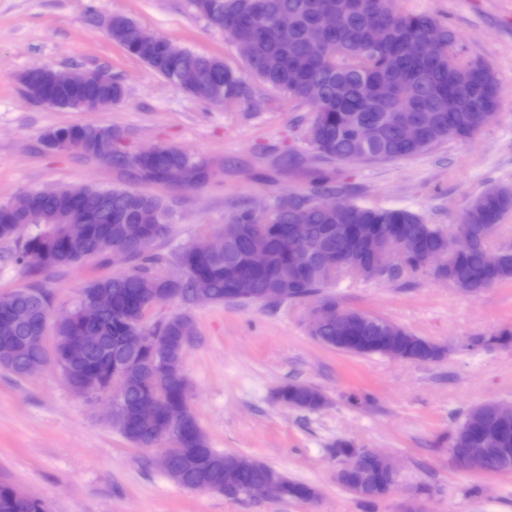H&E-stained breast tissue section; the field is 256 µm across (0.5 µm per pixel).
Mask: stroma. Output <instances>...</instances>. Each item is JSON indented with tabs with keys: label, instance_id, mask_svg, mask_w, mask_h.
Here are the masks:
<instances>
[{
	"label": "stroma",
	"instance_id": "35a3bbf8",
	"mask_svg": "<svg viewBox=\"0 0 512 512\" xmlns=\"http://www.w3.org/2000/svg\"><path fill=\"white\" fill-rule=\"evenodd\" d=\"M500 2L396 0L398 11L432 15L454 32L464 58L493 72L501 99L485 128L410 159L330 164L305 140L311 106L256 79L231 38L188 0H0V202L61 186L132 187L103 163L42 145L53 127L106 124L120 130L123 151L176 147L214 167L198 189L152 187L174 203L169 233L156 245L166 255L222 233L233 207L306 191L318 171L347 185L343 201L405 208L430 224L456 223L484 190L512 191V13ZM96 13L130 17L196 54L222 58L248 97L229 106L196 100L113 43L93 23ZM44 65L106 68L125 98L104 112L36 104L19 77ZM287 156L298 158V166L284 167ZM126 267L123 260L89 261L46 280L54 315L73 309L91 279ZM333 291L346 307L450 344V351L425 364L324 347L308 332L310 299L174 300L153 312L157 319L185 314L193 321L182 369L190 407L212 447L314 485L316 500L228 498L177 485L159 468L158 449L134 447L112 426L107 397L74 394L51 365L24 377L0 369V484L41 498L47 512H364L336 481V443L346 440L385 451L400 465L399 489L375 512H407L410 495L422 488L429 491L427 512H512V473L463 472L448 455V436L469 408L512 402V348L468 346L472 337L512 329V282L470 296L422 270L397 282L344 274ZM289 383L319 388L325 405L311 414L284 407L276 392Z\"/></svg>",
	"mask_w": 512,
	"mask_h": 512
}]
</instances>
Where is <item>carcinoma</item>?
<instances>
[{"label":"carcinoma","mask_w":512,"mask_h":512,"mask_svg":"<svg viewBox=\"0 0 512 512\" xmlns=\"http://www.w3.org/2000/svg\"><path fill=\"white\" fill-rule=\"evenodd\" d=\"M190 6L210 26L251 43L253 54L245 65L261 82L291 100L304 102L311 96L322 100L324 111L312 116L306 138L316 155L328 162H345L363 153L355 134L364 123L377 131L368 160H398L424 154L450 139L473 137L483 128V111L500 105L494 74L481 61L462 58L454 33L429 14L398 12L395 0H190ZM330 10L341 13L343 22L336 30L324 32L319 21ZM284 12L294 18L286 32L277 25ZM110 38L176 87L181 71L197 68L199 85L188 94L200 101L224 105L247 97L240 77L222 58L195 54L162 35L149 38L127 16H113ZM24 85L32 95L42 93L55 108L78 110L87 96H97L111 106L125 98L123 86L108 72L93 86H47L40 73L25 74ZM450 93L459 102L454 112L448 111ZM111 167L126 174L139 168L141 176L136 182L145 185L165 184V174L173 168L199 173L197 188L212 175L210 163L163 146L145 158L120 150L112 155ZM331 192L339 194L341 188L329 174L319 171L306 191L277 196L265 219L248 207L234 208L224 219V251L211 252L207 240L201 238L174 254L183 270L174 291L168 290L164 276L152 272L164 261L153 246L166 234L172 213L162 198L122 187L82 185L28 191L12 202H1L0 241H12L27 232L16 262L34 281L0 297V346L11 348L7 355L0 353V369L23 376L27 363L47 357L42 336L50 318V297L39 278L89 258L103 261L111 250L122 251L131 268L95 279L83 290L85 295L112 297V306L102 309L91 326L82 325L74 316L55 322L53 364L63 375L95 376L105 385L115 363H126L118 391L125 406V423L118 432L136 448L172 449L175 468L170 478L181 487L221 494L228 486L255 499L258 489L274 479L285 485V499L315 500L318 492L313 485L291 480L260 460L251 468H241V455L211 447L185 398L188 382L182 360L186 337L195 335L191 318L174 315L150 325L142 312L155 298L178 297L190 304L196 292L209 294L217 305L235 303L231 288L241 275L250 277V301L255 303L265 302L269 288L288 289V301L316 296L333 286L337 273L350 270L352 264L367 267L371 261L368 249L326 231L327 226L375 224L384 235L397 231L402 242L399 264L405 273L419 271L424 253L445 240L443 227L428 224L404 208L351 203L341 213L327 212L320 207V199ZM510 212L512 192L508 190L491 188L470 201L451 230L471 234L474 245L448 263L450 285L475 295L512 280L511 245L499 247L497 267L487 265L489 225L499 226ZM135 224L145 229L146 239L127 232ZM266 224L272 229L268 264L252 271L246 264L248 243L263 233ZM287 224L309 225L311 245L279 233ZM338 254L347 265L336 267ZM320 304L340 310L339 316L309 332L323 346L367 357L387 355L391 344L405 359L424 363L437 362L445 354L438 344L386 319L345 308L332 295L323 296ZM18 309L26 310L27 320L16 317ZM389 326L397 334L386 344ZM142 333L156 337V350L131 347V338ZM76 336L97 337L78 367L66 356ZM469 346L512 348V331L475 336ZM145 396L160 408L161 422L155 426L137 421L135 406ZM279 399L307 412L325 403L319 389L299 383L282 387ZM495 405L491 400L468 409L448 436V450L464 447L475 418L485 424L490 447L512 449V424L497 432ZM389 482L387 466L363 455L339 485L359 492L357 499L367 512H373ZM0 512H46V508L20 498L15 488L1 485Z\"/></svg>","instance_id":"cac0c4a2"}]
</instances>
